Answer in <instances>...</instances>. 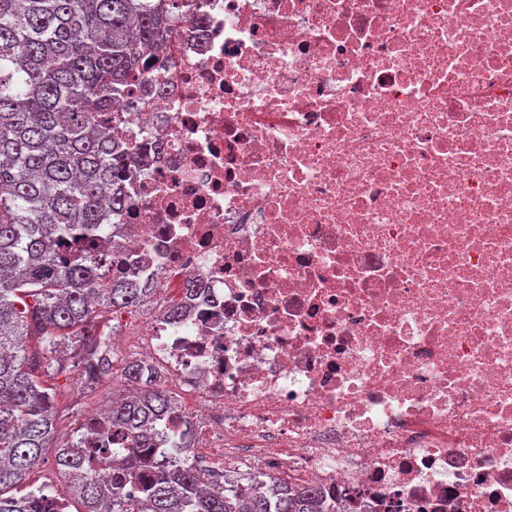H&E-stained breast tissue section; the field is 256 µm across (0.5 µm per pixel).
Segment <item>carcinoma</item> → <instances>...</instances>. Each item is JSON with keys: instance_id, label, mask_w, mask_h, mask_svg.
<instances>
[{"instance_id": "obj_1", "label": "carcinoma", "mask_w": 512, "mask_h": 512, "mask_svg": "<svg viewBox=\"0 0 512 512\" xmlns=\"http://www.w3.org/2000/svg\"><path fill=\"white\" fill-rule=\"evenodd\" d=\"M187 0H0V512H323L312 484L203 495L185 447L151 426L177 410L157 366L125 365L136 393L55 437L59 382L94 389L112 373L114 314L149 300L133 279L101 283L87 249L122 209L126 158L111 150L112 97L169 67L168 14ZM55 449L63 483L36 485Z\"/></svg>"}]
</instances>
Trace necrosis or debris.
<instances>
[{"label":"necrosis or debris","mask_w":512,"mask_h":512,"mask_svg":"<svg viewBox=\"0 0 512 512\" xmlns=\"http://www.w3.org/2000/svg\"><path fill=\"white\" fill-rule=\"evenodd\" d=\"M112 101L156 425L325 512H512V0H198Z\"/></svg>","instance_id":"4bbe7bcc"}]
</instances>
